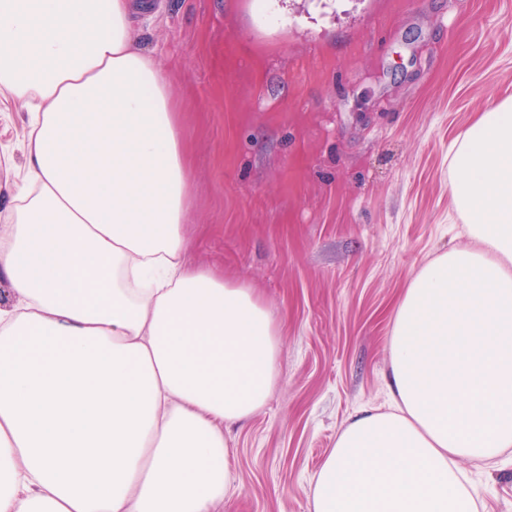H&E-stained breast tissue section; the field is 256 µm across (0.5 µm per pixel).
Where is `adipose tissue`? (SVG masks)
I'll return each mask as SVG.
<instances>
[{
    "label": "adipose tissue",
    "mask_w": 512,
    "mask_h": 512,
    "mask_svg": "<svg viewBox=\"0 0 512 512\" xmlns=\"http://www.w3.org/2000/svg\"><path fill=\"white\" fill-rule=\"evenodd\" d=\"M131 28L129 0H0V97L28 114L0 210V512H212L225 426L278 382L271 312L189 259L180 109ZM448 168L468 242L409 281L389 409L339 432L309 512H477L459 461L512 448V96Z\"/></svg>",
    "instance_id": "1"
}]
</instances>
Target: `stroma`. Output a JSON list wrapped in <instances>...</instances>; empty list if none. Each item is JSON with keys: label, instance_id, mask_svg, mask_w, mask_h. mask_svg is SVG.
<instances>
[{"label": "stroma", "instance_id": "stroma-1", "mask_svg": "<svg viewBox=\"0 0 512 512\" xmlns=\"http://www.w3.org/2000/svg\"><path fill=\"white\" fill-rule=\"evenodd\" d=\"M173 81L191 172L190 258L254 288L279 326L270 399L227 427L215 512H309L357 410L385 408L408 281L465 245L448 148L512 95V0H130ZM0 114V208L23 168ZM478 512H512V448L460 461Z\"/></svg>", "mask_w": 512, "mask_h": 512}]
</instances>
